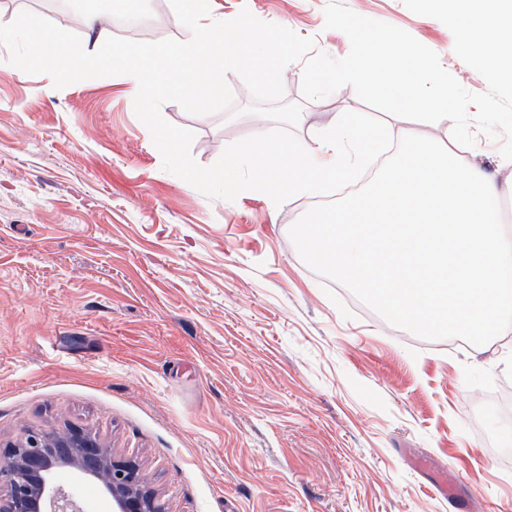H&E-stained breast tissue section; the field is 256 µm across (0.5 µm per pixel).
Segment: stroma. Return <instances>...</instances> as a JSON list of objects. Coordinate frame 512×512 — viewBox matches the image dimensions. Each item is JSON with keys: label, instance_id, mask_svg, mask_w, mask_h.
<instances>
[{"label": "stroma", "instance_id": "obj_1", "mask_svg": "<svg viewBox=\"0 0 512 512\" xmlns=\"http://www.w3.org/2000/svg\"><path fill=\"white\" fill-rule=\"evenodd\" d=\"M0 0V27L35 17L92 42L75 0ZM435 51L468 91L485 79L439 20L403 0H343ZM329 0H216L316 40ZM141 23L105 36L185 40L170 0H135ZM303 64L283 78L308 141L367 106L348 86L306 99ZM231 111L192 115V155L213 165L253 135L254 98L234 72ZM316 199L271 207L249 191L211 199L162 167L124 76L55 88L0 44V448L27 430L79 428L135 460L166 512H512V335L450 348L390 325L308 267L290 236ZM461 472L453 499L435 481Z\"/></svg>", "mask_w": 512, "mask_h": 512}]
</instances>
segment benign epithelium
<instances>
[{"label":"benign epithelium","instance_id":"1","mask_svg":"<svg viewBox=\"0 0 512 512\" xmlns=\"http://www.w3.org/2000/svg\"><path fill=\"white\" fill-rule=\"evenodd\" d=\"M71 469L97 483L113 512H163L139 466L118 460L95 436L71 429L55 434L29 431L18 443L0 450V512H85L57 484V474Z\"/></svg>","mask_w":512,"mask_h":512}]
</instances>
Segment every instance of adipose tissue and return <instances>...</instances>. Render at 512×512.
I'll return each instance as SVG.
<instances>
[{
	"instance_id": "obj_1",
	"label": "adipose tissue",
	"mask_w": 512,
	"mask_h": 512,
	"mask_svg": "<svg viewBox=\"0 0 512 512\" xmlns=\"http://www.w3.org/2000/svg\"><path fill=\"white\" fill-rule=\"evenodd\" d=\"M16 40L23 41L26 46L25 64L37 70L61 72L76 61L93 67H107L112 63L111 48L100 44L90 49L64 46L35 18L25 19L10 30L0 31L1 42Z\"/></svg>"
}]
</instances>
